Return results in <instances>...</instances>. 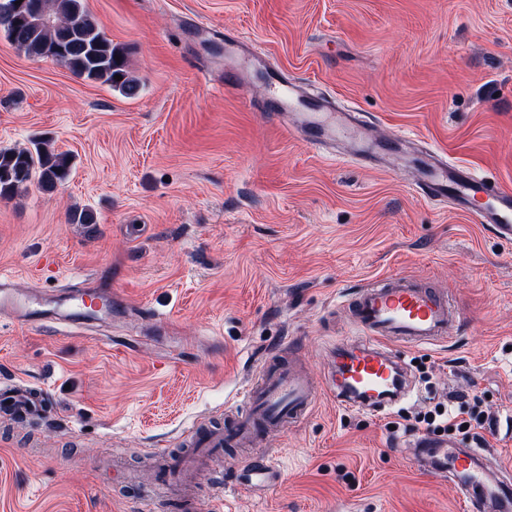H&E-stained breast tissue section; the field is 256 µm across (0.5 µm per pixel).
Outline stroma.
I'll list each match as a JSON object with an SVG mask.
<instances>
[{
  "mask_svg": "<svg viewBox=\"0 0 512 512\" xmlns=\"http://www.w3.org/2000/svg\"><path fill=\"white\" fill-rule=\"evenodd\" d=\"M122 47L136 96L33 58L0 33V149L68 153L55 191L0 199V272L38 291H111L86 333L0 326V386L48 389L43 418H0V512H132L139 468L195 420L242 404L248 374L287 347L323 381L350 338L345 301L402 274L446 291L449 340L398 348L422 386L388 412L322 396L265 447L276 484L224 487V512H464L453 486L414 466L392 423L450 394L480 396L483 436L512 465V242L420 196L410 169L322 156L280 130L251 76L224 87L239 34L336 109L512 188V0H85ZM98 222L72 224V208ZM115 346H105V339Z\"/></svg>",
  "mask_w": 512,
  "mask_h": 512,
  "instance_id": "stroma-1",
  "label": "stroma"
}]
</instances>
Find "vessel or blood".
<instances>
[{"instance_id":"b4317fda","label":"vessel or blood","mask_w":512,"mask_h":512,"mask_svg":"<svg viewBox=\"0 0 512 512\" xmlns=\"http://www.w3.org/2000/svg\"><path fill=\"white\" fill-rule=\"evenodd\" d=\"M224 52L231 65L224 72L226 84L250 93L247 75L259 57L250 55L243 39L228 36ZM264 81L270 95L268 105L276 126H289L312 145L323 147L341 141L355 155L370 158L405 153L401 137L381 141L374 123L358 119L355 113L339 112L325 99L309 95L304 86L276 70H266ZM415 183L431 200L446 199L457 212L474 223L490 226L494 233L512 241V189H488L484 177L462 163L443 161L439 156L413 155ZM96 288L54 299L53 316L75 332H82L91 319L86 299H99ZM358 336L335 345L331 371L325 388L313 385L301 369L288 363L286 349L271 353L242 393V412L225 413L223 421L194 422L179 439L190 444L188 452L170 449L153 452V471L139 483L137 501L141 512H200L201 497L189 485L193 472L220 473L224 470L225 448L254 445L264 437L285 432L305 419L321 393H328L342 405L358 408L363 399H377L395 385L401 365L389 345L406 348L425 346L447 338L460 328L462 317L449 298L416 278L390 275L359 288L349 302ZM0 312L13 315L20 326L38 328L42 320L29 311L26 295L0 281ZM7 403L20 413L39 411L41 400L23 382L8 390ZM418 467L432 466L441 477L451 480L467 512H485L489 490L484 468L475 449L456 447L454 442L431 439L421 443ZM277 469L269 456L249 458L236 479L238 489L253 492L272 486Z\"/></svg>"}]
</instances>
